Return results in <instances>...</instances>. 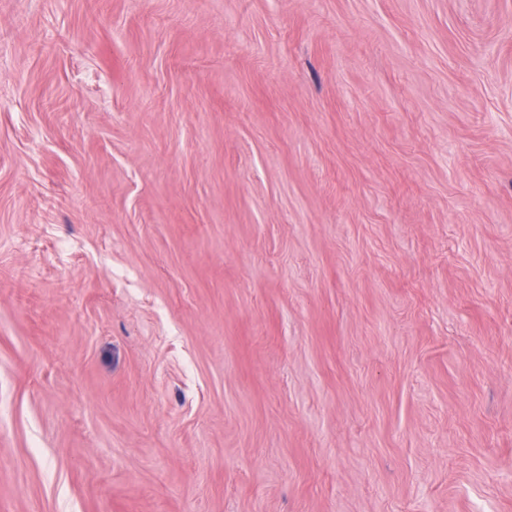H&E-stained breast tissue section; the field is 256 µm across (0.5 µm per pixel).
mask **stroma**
<instances>
[{
	"mask_svg": "<svg viewBox=\"0 0 512 512\" xmlns=\"http://www.w3.org/2000/svg\"><path fill=\"white\" fill-rule=\"evenodd\" d=\"M0 512H512V0H0Z\"/></svg>",
	"mask_w": 512,
	"mask_h": 512,
	"instance_id": "35a3bbf8",
	"label": "stroma"
}]
</instances>
